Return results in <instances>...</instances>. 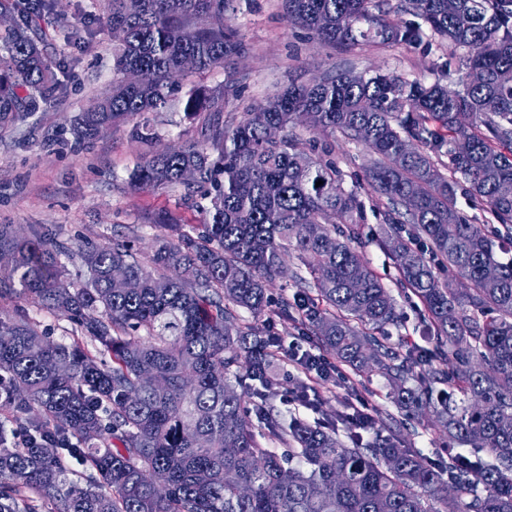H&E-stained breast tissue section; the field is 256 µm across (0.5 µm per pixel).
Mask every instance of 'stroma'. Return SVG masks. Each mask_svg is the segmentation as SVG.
<instances>
[{
  "mask_svg": "<svg viewBox=\"0 0 512 512\" xmlns=\"http://www.w3.org/2000/svg\"><path fill=\"white\" fill-rule=\"evenodd\" d=\"M230 22L240 31L250 52L241 59L242 94L224 102V120L236 123L245 105L264 99L290 82L306 83L332 67H353L364 72L380 69L406 79L434 81L431 62L460 58L462 50L448 46L439 37L427 36L423 45L409 47L379 41L326 46L306 31L291 26L282 0H242ZM54 53L68 60L70 77L65 97L45 105L24 123L0 129V224H12L21 234L47 227L60 240L109 244L126 241L137 250H148L157 229L152 215L166 212L190 233L203 215L181 200V190H136L129 184L132 171L146 152L131 137L130 125L109 128L89 147L80 149L68 132L71 119L84 111L112 83V41L108 33L79 42L66 41L53 33ZM209 119L200 113L186 119L173 109L155 114L153 122L165 146H182L199 140ZM345 188H358L366 206L368 237L360 248L370 266L387 285H394L397 270L380 248L384 206L372 189L362 184L372 157L342 134L329 135ZM20 307L40 333L55 342H72L77 331L66 317L23 299ZM280 387L272 405L283 420L297 417L310 423L346 414L348 402L364 396V410L403 425L407 443L427 460L447 462L449 454H471L468 446L449 445L428 415L408 416L393 404L383 378L355 374L350 382L337 378L320 381L315 406H302L291 398L297 373L285 361H277Z\"/></svg>",
  "mask_w": 512,
  "mask_h": 512,
  "instance_id": "1",
  "label": "stroma"
}]
</instances>
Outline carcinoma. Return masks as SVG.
Instances as JSON below:
<instances>
[{
  "mask_svg": "<svg viewBox=\"0 0 512 512\" xmlns=\"http://www.w3.org/2000/svg\"><path fill=\"white\" fill-rule=\"evenodd\" d=\"M238 2L105 0L87 29L112 34V85L73 120L75 144L133 122L132 138L149 152L131 184L196 187L204 219L192 235L156 216L173 234L157 236L144 259L124 243L70 246L47 228L23 236L0 224V512H512V78L502 79L512 75V0H398L414 17L402 25L387 22L389 0H283L289 24L325 45L416 46L428 31L447 40L466 50L456 89L440 77L334 67L226 126L224 99L240 96L242 77L232 68L223 85L184 92L182 60L195 57L203 72L246 54L225 22ZM60 4L0 0V13L18 20L0 30L1 128L65 93L66 65L48 51L49 30L63 28ZM473 68L484 82L466 81ZM130 69L144 80L127 83ZM175 105L190 119L211 115L202 140L178 153L157 147L150 119ZM300 112L311 129L339 131L374 156L365 180L386 199L380 244L397 287L420 302L429 353L390 343L401 313L357 249L365 204L344 188L331 144L290 135ZM461 123L472 131L466 142L455 137ZM407 139L418 149L398 162ZM186 168L196 171L191 182ZM462 181L487 223L456 208ZM63 256L80 259V284ZM290 259L299 292L273 315L298 314L340 362L385 376L400 410L431 413L448 444L476 445L492 461L450 455L440 467L367 415L340 417L351 447L334 426L283 423L269 372L278 338L240 312H270L268 286ZM114 266L137 287H115ZM186 266L197 270L191 283ZM20 298L68 318L91 347L53 343L6 312ZM251 398L259 431L244 411Z\"/></svg>",
  "mask_w": 512,
  "mask_h": 512,
  "instance_id": "carcinoma-1",
  "label": "carcinoma"
}]
</instances>
